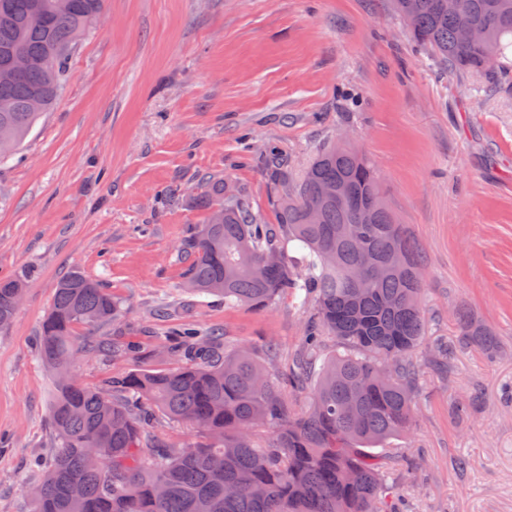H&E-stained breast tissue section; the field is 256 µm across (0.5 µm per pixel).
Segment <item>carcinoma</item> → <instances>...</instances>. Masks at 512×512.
<instances>
[{"label":"carcinoma","instance_id":"obj_1","mask_svg":"<svg viewBox=\"0 0 512 512\" xmlns=\"http://www.w3.org/2000/svg\"><path fill=\"white\" fill-rule=\"evenodd\" d=\"M418 50L451 73H480L512 89V0H390ZM104 0H0V159L11 155L41 113L60 98L74 49ZM468 24L481 33L464 43ZM28 60L9 76L6 55ZM207 213L190 247L183 288L224 304L266 308L292 294L312 303L302 346L288 372H270L277 349H229L223 337L189 327L162 354L182 364L111 377L96 388L77 379L75 356L111 358L124 347L76 335L114 323L120 303L100 282L74 273L56 288L41 325L38 357L52 378L50 423L59 445L40 482L26 488L32 512H402L403 490L385 479L375 449L415 423L412 387L424 337L421 269L396 223L374 167L341 139L320 149L293 190L278 200L277 223L261 224L222 178L194 198ZM304 251L296 265L280 246ZM16 279H0V329L10 326ZM460 335L497 350L467 311ZM331 336L340 351L327 353ZM311 390L293 414L286 392ZM158 413L201 441L175 448L154 430ZM260 427L272 430L266 448Z\"/></svg>","mask_w":512,"mask_h":512}]
</instances>
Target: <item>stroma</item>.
Masks as SVG:
<instances>
[{"label":"stroma","mask_w":512,"mask_h":512,"mask_svg":"<svg viewBox=\"0 0 512 512\" xmlns=\"http://www.w3.org/2000/svg\"><path fill=\"white\" fill-rule=\"evenodd\" d=\"M340 134L425 260L417 420L384 472L406 512H512V92L421 54L388 0H105L57 104L0 161V278L26 284L0 330V512H29L22 487L56 446L37 343L70 274L124 308L118 324L79 328L129 348L83 356L84 384L166 368L153 352L188 323L291 358L312 316L292 296L254 308L179 292L205 220L189 199L221 176L275 223L267 159L285 157L296 181ZM461 306L496 353L461 343ZM446 345L443 373L432 359Z\"/></svg>","instance_id":"stroma-1"}]
</instances>
